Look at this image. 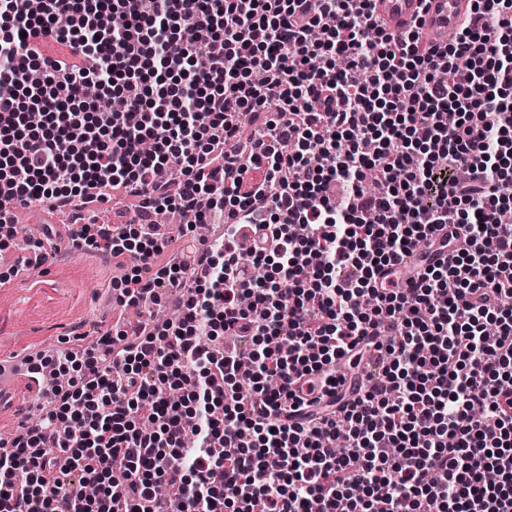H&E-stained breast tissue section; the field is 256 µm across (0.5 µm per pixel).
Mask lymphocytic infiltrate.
I'll return each mask as SVG.
<instances>
[{"instance_id": "f902f5d3", "label": "lymphocytic infiltrate", "mask_w": 512, "mask_h": 512, "mask_svg": "<svg viewBox=\"0 0 512 512\" xmlns=\"http://www.w3.org/2000/svg\"><path fill=\"white\" fill-rule=\"evenodd\" d=\"M474 6L428 50L374 0H0V190L230 218L161 266L147 226L74 230L133 259L119 305L185 297L106 351L41 360L55 406L0 450V512H512V0ZM450 224L447 264L380 285ZM348 354L378 355L377 378L278 418L292 380L334 388Z\"/></svg>"}]
</instances>
